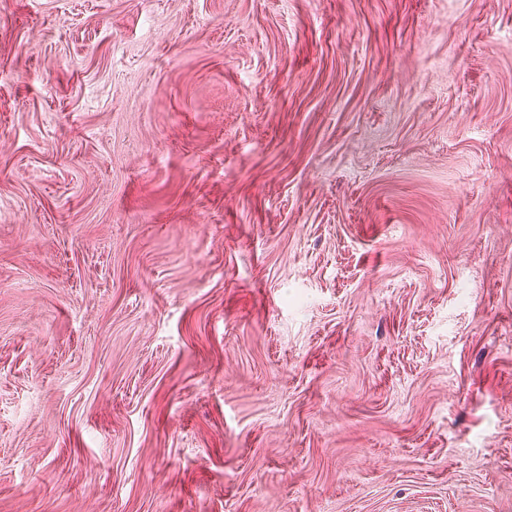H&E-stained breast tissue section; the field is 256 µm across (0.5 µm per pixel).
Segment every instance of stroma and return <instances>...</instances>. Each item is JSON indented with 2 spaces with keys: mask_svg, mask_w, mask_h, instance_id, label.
Wrapping results in <instances>:
<instances>
[{
  "mask_svg": "<svg viewBox=\"0 0 512 512\" xmlns=\"http://www.w3.org/2000/svg\"><path fill=\"white\" fill-rule=\"evenodd\" d=\"M0 512H512V0H0Z\"/></svg>",
  "mask_w": 512,
  "mask_h": 512,
  "instance_id": "35a3bbf8",
  "label": "stroma"
}]
</instances>
